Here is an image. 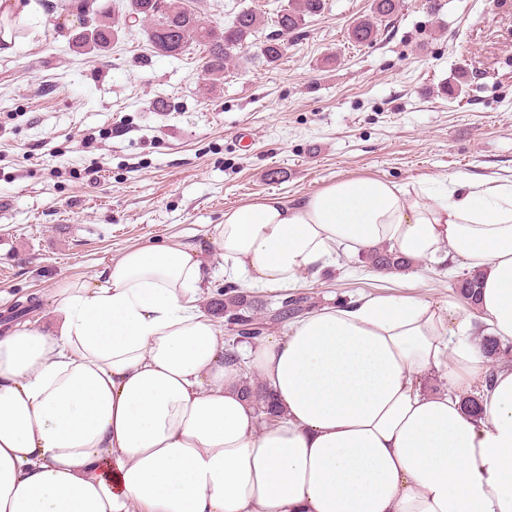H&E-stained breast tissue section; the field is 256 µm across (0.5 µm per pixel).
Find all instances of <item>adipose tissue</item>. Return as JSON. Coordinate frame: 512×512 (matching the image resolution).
<instances>
[{"label": "adipose tissue", "instance_id": "ef3b65f1", "mask_svg": "<svg viewBox=\"0 0 512 512\" xmlns=\"http://www.w3.org/2000/svg\"><path fill=\"white\" fill-rule=\"evenodd\" d=\"M209 242L229 281L268 291L341 248L388 247L417 278L460 258L512 343V179H339L226 210ZM202 266L189 245L131 248L0 335V512H512V360L485 357L455 301L361 294L249 346L265 422L200 306ZM433 371L447 389H422Z\"/></svg>", "mask_w": 512, "mask_h": 512}]
</instances>
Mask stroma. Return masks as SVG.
Listing matches in <instances>:
<instances>
[{"label":"stroma","instance_id":"stroma-1","mask_svg":"<svg viewBox=\"0 0 512 512\" xmlns=\"http://www.w3.org/2000/svg\"><path fill=\"white\" fill-rule=\"evenodd\" d=\"M0 43V333L73 280L104 281L131 247L204 250L202 306L224 288L205 238L227 209L290 203L346 177L512 179V0H400L360 45L373 0H324L267 62L260 26L217 87L201 48L168 56L140 30L79 54L63 0H37ZM379 279L356 254L304 276L317 306L383 288L452 296L455 273Z\"/></svg>","mask_w":512,"mask_h":512}]
</instances>
